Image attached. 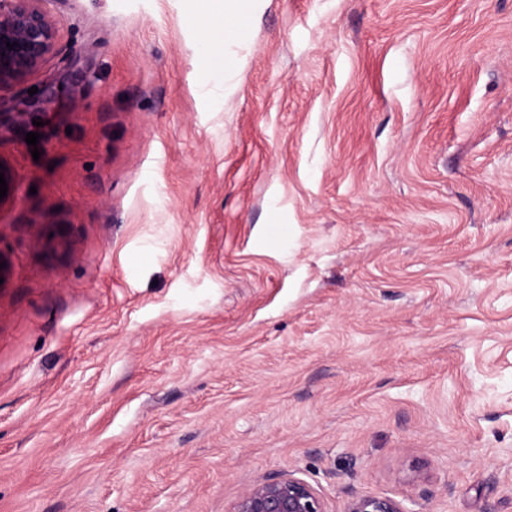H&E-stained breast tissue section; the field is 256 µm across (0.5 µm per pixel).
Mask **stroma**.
Segmentation results:
<instances>
[{"instance_id": "stroma-1", "label": "stroma", "mask_w": 512, "mask_h": 512, "mask_svg": "<svg viewBox=\"0 0 512 512\" xmlns=\"http://www.w3.org/2000/svg\"><path fill=\"white\" fill-rule=\"evenodd\" d=\"M0 132V512H228L257 479L512 512V0H49ZM88 83L70 79L75 66ZM37 117H40V120H37ZM50 118V112H1L0 131L1 128H7L12 130L20 139L25 141L26 133H39L42 127L33 125V119H36V122L43 121L44 125V123Z\"/></svg>"}]
</instances>
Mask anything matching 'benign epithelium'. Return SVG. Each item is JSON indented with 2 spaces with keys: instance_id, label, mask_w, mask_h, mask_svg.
<instances>
[{
  "instance_id": "1",
  "label": "benign epithelium",
  "mask_w": 512,
  "mask_h": 512,
  "mask_svg": "<svg viewBox=\"0 0 512 512\" xmlns=\"http://www.w3.org/2000/svg\"><path fill=\"white\" fill-rule=\"evenodd\" d=\"M48 0H0V92L26 85L55 53L60 31L49 15ZM13 44L8 49L6 43ZM49 112H1L0 129L13 131L20 139L40 127ZM229 512H327L324 500L307 481L294 474L263 477L249 485ZM347 512H404L390 497L361 495L352 498Z\"/></svg>"
}]
</instances>
